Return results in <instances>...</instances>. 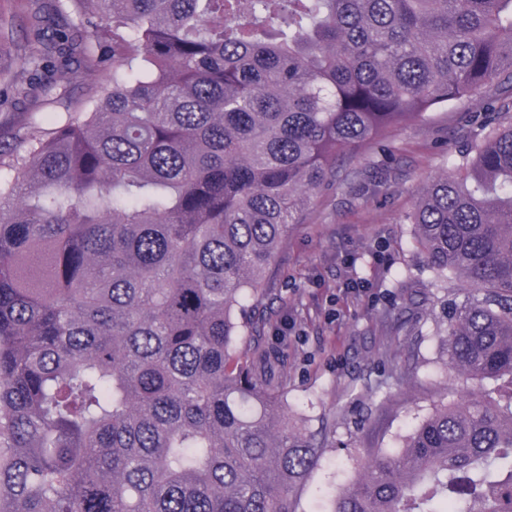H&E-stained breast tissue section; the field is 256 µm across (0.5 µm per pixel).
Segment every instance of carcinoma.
Here are the masks:
<instances>
[{"label":"carcinoma","instance_id":"1","mask_svg":"<svg viewBox=\"0 0 512 512\" xmlns=\"http://www.w3.org/2000/svg\"><path fill=\"white\" fill-rule=\"evenodd\" d=\"M25 63L112 64L95 109L0 147V512H298L324 446L243 314L339 162L512 84V0H58ZM107 52L93 55L88 43ZM408 216L468 388L330 512H512V124Z\"/></svg>","mask_w":512,"mask_h":512}]
</instances>
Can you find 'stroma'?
<instances>
[{
	"label": "stroma",
	"instance_id": "35a3bbf8",
	"mask_svg": "<svg viewBox=\"0 0 512 512\" xmlns=\"http://www.w3.org/2000/svg\"><path fill=\"white\" fill-rule=\"evenodd\" d=\"M28 9L0 0V74L49 87L39 101L0 83V145H28L53 122L94 108L91 86L110 70L63 84L59 66L21 71ZM485 112L469 103L434 108L394 126L386 139L350 158L336 182L290 225L256 308L271 329L288 379V403L319 429L335 424L322 466L300 494L301 512H328L338 473L356 474L368 448L393 452L436 407L456 402L461 379L444 356L441 315L472 289L437 278L414 238L408 214L427 187L452 173L460 151L485 134ZM407 384L375 390L387 360Z\"/></svg>",
	"mask_w": 512,
	"mask_h": 512
}]
</instances>
